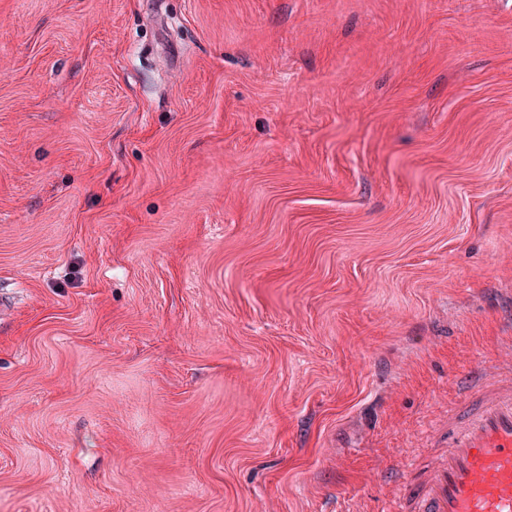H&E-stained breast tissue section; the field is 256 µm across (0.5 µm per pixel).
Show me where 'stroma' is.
<instances>
[{"mask_svg":"<svg viewBox=\"0 0 512 512\" xmlns=\"http://www.w3.org/2000/svg\"><path fill=\"white\" fill-rule=\"evenodd\" d=\"M512 365V0H0V512H386Z\"/></svg>","mask_w":512,"mask_h":512,"instance_id":"35a3bbf8","label":"stroma"}]
</instances>
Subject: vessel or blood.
<instances>
[{"label":"vessel or blood","instance_id":"vessel-or-blood-1","mask_svg":"<svg viewBox=\"0 0 512 512\" xmlns=\"http://www.w3.org/2000/svg\"><path fill=\"white\" fill-rule=\"evenodd\" d=\"M477 404L449 418L444 452L416 481L402 485L398 512H512V384L466 380Z\"/></svg>","mask_w":512,"mask_h":512}]
</instances>
